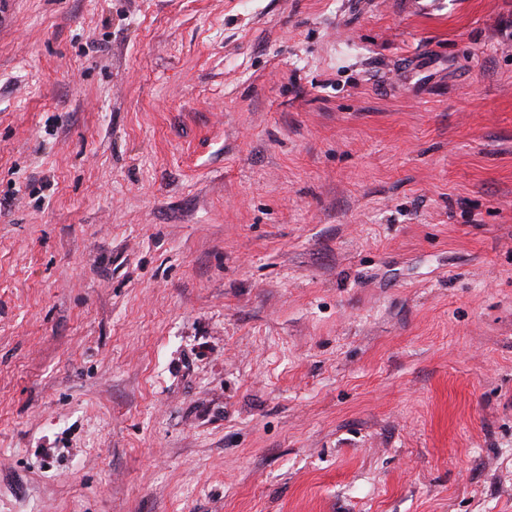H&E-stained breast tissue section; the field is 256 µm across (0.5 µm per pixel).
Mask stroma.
<instances>
[{
    "instance_id": "1",
    "label": "stroma",
    "mask_w": 512,
    "mask_h": 512,
    "mask_svg": "<svg viewBox=\"0 0 512 512\" xmlns=\"http://www.w3.org/2000/svg\"><path fill=\"white\" fill-rule=\"evenodd\" d=\"M0 512H512V0H0Z\"/></svg>"
}]
</instances>
